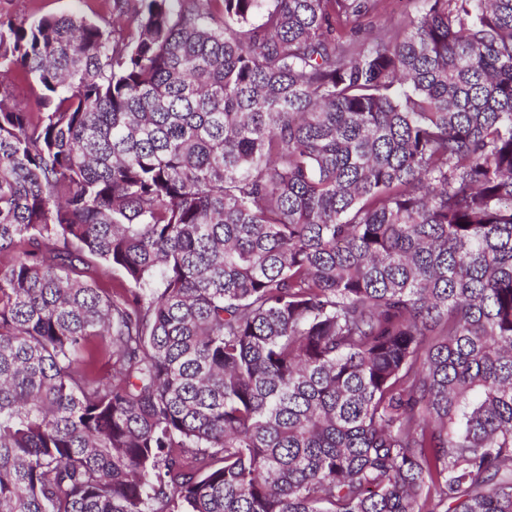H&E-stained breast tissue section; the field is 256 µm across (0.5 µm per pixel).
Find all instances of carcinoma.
Returning a JSON list of instances; mask_svg holds the SVG:
<instances>
[{"instance_id": "carcinoma-1", "label": "carcinoma", "mask_w": 512, "mask_h": 512, "mask_svg": "<svg viewBox=\"0 0 512 512\" xmlns=\"http://www.w3.org/2000/svg\"><path fill=\"white\" fill-rule=\"evenodd\" d=\"M377 2L0 18V512H512V0ZM415 6L414 0H384L382 10L372 18L374 33L383 28L402 25L407 15L414 11ZM12 91L16 101L29 112H34V115L41 112L38 104V95L40 90L33 89L22 78H18L13 82Z\"/></svg>"}]
</instances>
